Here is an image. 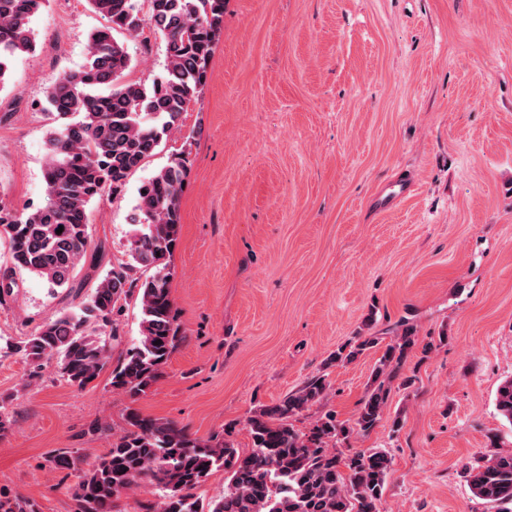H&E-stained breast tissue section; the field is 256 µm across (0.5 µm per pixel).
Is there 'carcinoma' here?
<instances>
[{"mask_svg":"<svg viewBox=\"0 0 512 512\" xmlns=\"http://www.w3.org/2000/svg\"><path fill=\"white\" fill-rule=\"evenodd\" d=\"M44 0H0V86L13 61L35 51L32 18ZM108 25L88 35L85 63L50 87L47 103L63 123L48 138L43 206L19 212L0 198V240L9 243L13 268L52 288L73 287L90 248L89 206L103 192L122 191L128 176L178 130L184 112L200 97L214 48L224 31L225 0H87ZM162 35L165 60L149 81H130L129 43L145 29ZM187 175L183 156L173 158L140 187L130 216L127 259L112 265L93 293L10 349L38 374L56 360L59 376L84 388L112 359L118 338L113 316L133 291L140 305L139 335L112 367V390L132 399L147 394L181 342L170 296L172 257L179 239V198ZM61 233H56L58 228ZM112 327V340L103 336ZM378 338L359 336L331 361L352 362ZM405 327L375 365L354 428L328 413L307 431L292 420L324 400L330 382L321 375L247 420L251 448L224 438L192 436L171 421L127 414L126 426L88 467L68 453L56 469L71 471L68 487L76 512H114L119 496L146 490L144 512H379L390 460L369 448L349 456L336 451L353 429L372 431L381 421L393 382L418 347ZM500 414L512 423V379L496 394ZM224 470V496L204 502L195 490ZM476 497L512 512V448L485 456L471 470ZM0 512H39L29 499L0 493Z\"/></svg>","mask_w":512,"mask_h":512,"instance_id":"carcinoma-1","label":"carcinoma"}]
</instances>
